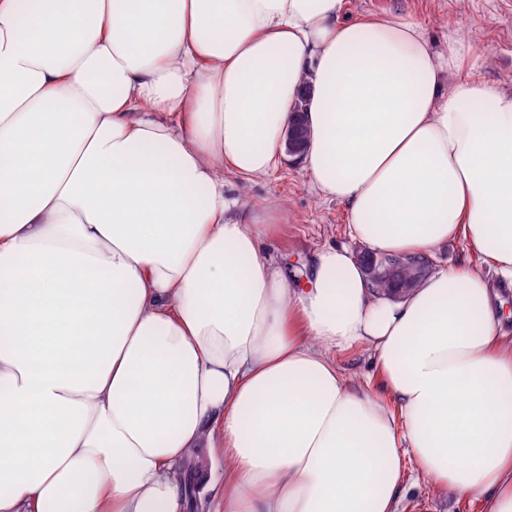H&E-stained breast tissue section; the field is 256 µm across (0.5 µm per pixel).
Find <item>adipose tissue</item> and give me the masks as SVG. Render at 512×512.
I'll use <instances>...</instances> for the list:
<instances>
[{"label": "adipose tissue", "instance_id": "adipose-tissue-1", "mask_svg": "<svg viewBox=\"0 0 512 512\" xmlns=\"http://www.w3.org/2000/svg\"><path fill=\"white\" fill-rule=\"evenodd\" d=\"M347 0H0V512H398L409 470L512 512V92L419 22ZM302 169L377 255L480 263L374 296L343 245L266 254L303 90ZM367 349L385 390L336 355ZM467 257L475 265H479V260L474 256L468 247V244L463 239L448 241L447 244L440 246L434 253L433 268L454 266ZM209 460V466L202 487L199 489V500L202 512H213L215 507L214 491L220 489L224 483V461L219 455L202 450ZM214 487V490L212 488Z\"/></svg>", "mask_w": 512, "mask_h": 512}]
</instances>
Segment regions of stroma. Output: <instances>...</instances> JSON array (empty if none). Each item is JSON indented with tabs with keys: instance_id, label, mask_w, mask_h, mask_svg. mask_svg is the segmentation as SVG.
<instances>
[{
	"instance_id": "35a3bbf8",
	"label": "stroma",
	"mask_w": 512,
	"mask_h": 512,
	"mask_svg": "<svg viewBox=\"0 0 512 512\" xmlns=\"http://www.w3.org/2000/svg\"><path fill=\"white\" fill-rule=\"evenodd\" d=\"M351 15L397 13L420 22L436 49L458 39L471 49L465 74L494 88L512 91V0H348ZM225 189L256 206H280L281 223L273 225L266 245L289 276L309 266L326 245L350 244L354 255L365 247L350 242L345 208L312 194L298 160L285 158L270 174L241 184L225 174ZM400 512H481L479 503L459 499L410 472Z\"/></svg>"
}]
</instances>
